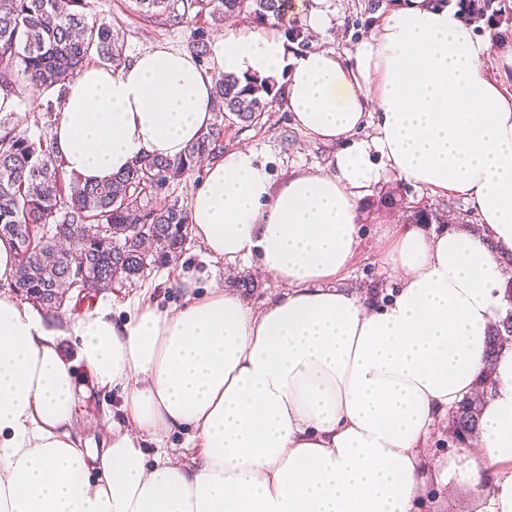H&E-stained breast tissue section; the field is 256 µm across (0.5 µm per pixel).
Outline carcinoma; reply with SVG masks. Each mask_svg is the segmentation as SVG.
<instances>
[{"mask_svg":"<svg viewBox=\"0 0 512 512\" xmlns=\"http://www.w3.org/2000/svg\"><path fill=\"white\" fill-rule=\"evenodd\" d=\"M283 0H135L147 18L160 17L190 31L187 48L208 64L210 45L205 17L249 16L262 25L283 27L301 43L299 22L283 18ZM112 24L90 19L84 0H0V237L13 241L17 263L12 288L46 309L63 305L72 278L85 271V287L96 291L108 283H133L154 267L169 263L185 245L188 209L178 203L156 206L153 197L187 182L207 160L224 153V121L256 125L282 89L257 74L216 80L215 121L183 156L135 162L105 185H86L67 174L48 146L58 113L52 101L32 113L41 128L38 139L18 129L14 105L29 88L54 91L91 62L118 69L126 63ZM489 359L512 345V317L494 325ZM492 387L481 383L477 394L452 411V439L478 430L481 401Z\"/></svg>","mask_w":512,"mask_h":512,"instance_id":"carcinoma-1","label":"carcinoma"}]
</instances>
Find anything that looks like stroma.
I'll use <instances>...</instances> for the list:
<instances>
[{
    "instance_id": "1",
    "label": "stroma",
    "mask_w": 512,
    "mask_h": 512,
    "mask_svg": "<svg viewBox=\"0 0 512 512\" xmlns=\"http://www.w3.org/2000/svg\"><path fill=\"white\" fill-rule=\"evenodd\" d=\"M88 15L111 21L120 33L127 57L157 47L184 50L188 33L181 27H166L140 17L132 0H86ZM370 0H295L293 14L300 24H307L311 10L321 11L326 18L324 31L307 38L310 50H333L350 53L371 33L376 15L390 9L393 0H379L377 11L368 8ZM253 147L269 164L275 180L287 177L296 168L327 169L333 146L313 140L297 128L292 115L283 107H271L257 126L229 123L224 127V149ZM421 206L433 218L423 224L425 232L451 231L460 227H475L479 217L473 207L460 197H441L427 189L399 178L383 174L374 184L371 194L359 207L360 244L349 270L347 285L357 293L372 297L386 296L394 283L385 276L377 260L385 237L391 230L413 223V209ZM451 209L450 217H443L444 209ZM191 273L200 287L211 283L224 284L238 291L248 305L259 308L280 291V283L267 274L258 272L247 261L229 263L206 256L202 246L187 239L181 255L170 265L146 271L134 284H116L112 289L80 299L70 298L57 309L56 317L67 319L91 310L96 303L118 307L146 298L165 309L181 302L178 289L172 288L170 278ZM87 396L81 404V432L91 443L106 440L109 431L99 425L102 412H110L115 425H123L125 411L119 394L90 386L87 376H80Z\"/></svg>"
}]
</instances>
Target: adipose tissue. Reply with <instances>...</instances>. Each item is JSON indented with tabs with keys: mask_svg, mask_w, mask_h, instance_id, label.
Returning a JSON list of instances; mask_svg holds the SVG:
<instances>
[{
	"mask_svg": "<svg viewBox=\"0 0 512 512\" xmlns=\"http://www.w3.org/2000/svg\"><path fill=\"white\" fill-rule=\"evenodd\" d=\"M489 50L445 0H397L345 57L242 24L205 68L165 47L83 68L49 138L84 183L183 155L225 74L283 76L294 124L335 151L330 170L278 182L239 148L191 195L207 256L255 258L283 284L260 310L187 276L182 305L140 300L123 318L101 306L66 322L0 291V512H420L426 446L487 374L476 453L437 462L433 478L465 492L469 512H512V348L487 360L512 312V91ZM385 171L463 197L480 223L393 234L383 261L399 283L378 303L344 281L358 205ZM81 371L119 392L133 430L84 439ZM174 431L186 462L160 445Z\"/></svg>",
	"mask_w": 512,
	"mask_h": 512,
	"instance_id": "obj_1",
	"label": "adipose tissue"
}]
</instances>
